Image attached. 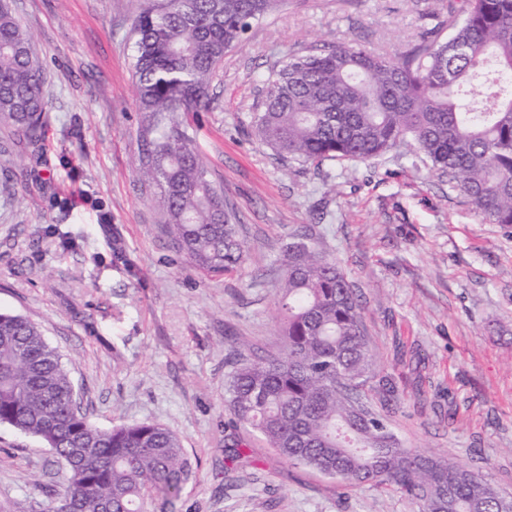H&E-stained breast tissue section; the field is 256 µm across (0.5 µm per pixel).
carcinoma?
Masks as SVG:
<instances>
[{
	"mask_svg": "<svg viewBox=\"0 0 512 512\" xmlns=\"http://www.w3.org/2000/svg\"><path fill=\"white\" fill-rule=\"evenodd\" d=\"M144 0L131 34L142 114L140 170L160 189L164 231L197 273L220 278L244 252L187 134L210 105L224 55L282 0ZM440 26L384 56L349 44L291 53L263 81L257 136L280 159L320 167L369 162L401 145L448 175L491 224L512 225V0H459ZM489 108L470 98L488 74ZM44 70L10 0H0V125L12 146L39 153L48 108ZM287 271L278 305L283 345L244 358L227 374L224 402L287 462L342 486L397 491L422 512H512L478 470L407 447L361 397L389 392L378 377L358 296L338 263L307 235L281 247ZM70 372L40 328L0 313V426L39 439L67 475L48 512H149L177 498L194 476L181 438L142 422L101 429L77 406Z\"/></svg>",
	"mask_w": 512,
	"mask_h": 512,
	"instance_id": "cac0c4a2",
	"label": "carcinoma"
}]
</instances>
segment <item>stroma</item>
I'll list each match as a JSON object with an SVG mask.
<instances>
[{
    "label": "stroma",
    "mask_w": 512,
    "mask_h": 512,
    "mask_svg": "<svg viewBox=\"0 0 512 512\" xmlns=\"http://www.w3.org/2000/svg\"><path fill=\"white\" fill-rule=\"evenodd\" d=\"M141 5L16 0L49 110L41 161L0 153V171L31 173L26 189H0V313L38 324L91 423L179 435L195 477L151 512H419L398 492L289 464L224 403L239 354L281 347L280 246L307 230L362 302L390 386L376 412L406 446L512 495V226L484 221L409 147L317 170L279 159L252 132L261 79L290 51L347 43L394 54L436 29L441 0H283L225 55L189 130L246 251L216 280L163 235L159 189L139 174L131 27ZM64 480L53 451L0 426L1 503L44 512Z\"/></svg>",
    "instance_id": "35a3bbf8"
}]
</instances>
